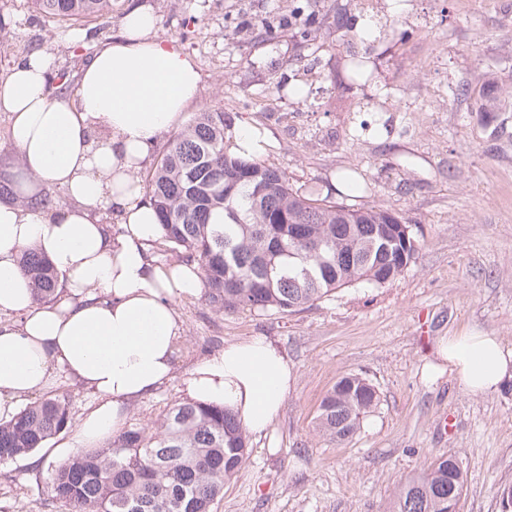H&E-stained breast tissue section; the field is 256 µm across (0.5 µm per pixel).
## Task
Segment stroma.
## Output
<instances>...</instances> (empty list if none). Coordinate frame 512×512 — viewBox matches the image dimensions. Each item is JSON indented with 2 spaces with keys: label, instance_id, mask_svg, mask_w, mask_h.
Listing matches in <instances>:
<instances>
[{
  "label": "stroma",
  "instance_id": "obj_1",
  "mask_svg": "<svg viewBox=\"0 0 512 512\" xmlns=\"http://www.w3.org/2000/svg\"><path fill=\"white\" fill-rule=\"evenodd\" d=\"M405 2L396 13L390 0H300L294 14L289 0H124L90 39L28 0H0V80L47 43L54 72L81 73L90 54L78 40L100 48L119 35L124 8H150L158 35L200 73V101L179 127L223 109L232 127L267 134L263 160L293 189L388 210L419 240L395 280L346 287L288 315L177 300L173 377L126 407L124 428L154 429L187 402L184 381L199 363L250 336L272 340L294 375L273 427L249 435V457L216 512H392L400 485L450 455L465 479L457 512H502L501 491L512 487V382L471 395L450 373L425 374L451 335L479 330L512 348V0ZM353 53L370 62L367 82L346 76ZM297 85L307 101L293 96ZM349 170L362 184L351 195L340 182ZM349 373L368 378L380 402L356 434L336 440L318 433L316 417ZM54 396L68 404V427L35 457L0 463V512H64L51 467L94 399L57 371L26 401Z\"/></svg>",
  "mask_w": 512,
  "mask_h": 512
}]
</instances>
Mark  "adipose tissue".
Instances as JSON below:
<instances>
[{"label":"adipose tissue","instance_id":"adipose-tissue-1","mask_svg":"<svg viewBox=\"0 0 512 512\" xmlns=\"http://www.w3.org/2000/svg\"><path fill=\"white\" fill-rule=\"evenodd\" d=\"M156 26L149 9H130L121 36L86 63L73 98L51 95L50 58L39 51L0 82V110L13 115L11 141L22 161L14 187L27 198L0 201V314L16 317L0 325V418L62 371L97 400L76 435L83 448L119 430L125 406L171 379L183 332L174 303L203 289L198 265L153 264L159 218L134 176L199 93L194 63ZM37 183L62 188L70 205L31 202ZM27 249L43 253L55 272L49 302L36 301L19 269ZM437 355L469 394L512 381V348L499 337L452 336ZM291 379L281 349L252 336L198 364L185 393L232 409L260 434L273 425Z\"/></svg>","mask_w":512,"mask_h":512}]
</instances>
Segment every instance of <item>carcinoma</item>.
<instances>
[{"label":"carcinoma","instance_id":"carcinoma-1","mask_svg":"<svg viewBox=\"0 0 512 512\" xmlns=\"http://www.w3.org/2000/svg\"><path fill=\"white\" fill-rule=\"evenodd\" d=\"M38 13L68 26L112 18L113 0H30ZM224 110L208 108L174 136L148 175L162 240L201 268L220 311L296 312L342 286L386 284L405 269L402 252L418 240L393 226L387 210L351 209L289 187L278 168L224 150ZM224 211V223L209 217ZM21 270L40 301L54 293L47 259L26 253ZM379 397L359 375L337 381L322 400L319 431L338 440L355 433ZM65 399L50 397L0 421V462L42 447L68 425ZM247 442L223 407L188 402L171 409L151 435L129 429L105 447L54 466L52 490L69 512H213L224 482L247 460ZM463 472L440 457L395 493V512H456Z\"/></svg>","mask_w":512,"mask_h":512}]
</instances>
